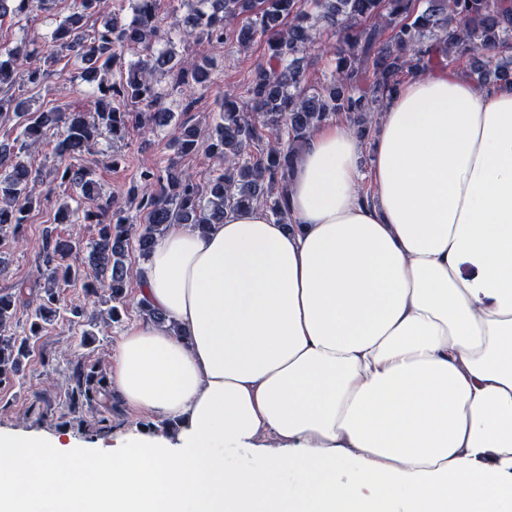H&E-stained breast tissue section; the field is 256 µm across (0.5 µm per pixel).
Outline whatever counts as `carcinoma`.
Returning <instances> with one entry per match:
<instances>
[{
  "instance_id": "cac0c4a2",
  "label": "carcinoma",
  "mask_w": 512,
  "mask_h": 512,
  "mask_svg": "<svg viewBox=\"0 0 512 512\" xmlns=\"http://www.w3.org/2000/svg\"><path fill=\"white\" fill-rule=\"evenodd\" d=\"M155 0H139L136 16L125 23L108 9V0H79V10L51 32L50 40L23 41L0 52V115L12 113L21 129L14 145H0V239L7 229L26 223L38 177L26 160L29 150L55 129L61 159L57 177L72 190L71 200L58 207L61 224L100 225L98 238L83 243L75 237L48 239L37 279L28 288L0 294V386L14 382L30 339L67 316L83 319V340L94 338L97 316L65 304L61 285L72 278L70 261L81 259L93 273L84 283L94 304L106 307L108 319L121 320L133 266L127 263L130 240L148 258L171 224L203 229L224 222V215L258 204L274 219L288 222V186L299 153L316 127L341 116L366 139L375 107L388 101L408 75L456 67L472 57V73L483 84L512 83V0H194L177 32L162 29ZM55 0H0V22L7 15L30 21L32 14L53 9ZM100 25H88L91 18ZM336 34L327 49L333 56L330 76L309 84L304 60L315 43V24ZM205 35L212 47L234 39L243 48L263 42L267 52L241 92H224L222 111L206 133L175 118L163 106L155 74L180 83L191 78L204 85L212 62L203 58L189 69L155 45L176 34L190 39ZM66 51L85 64L80 79L95 96L91 112L40 111L32 98L15 94L24 86L39 89ZM136 60L117 81L109 69L125 53ZM174 127L172 147L186 155L205 145L222 162L204 185L172 161L161 173H140L145 191L136 196L144 223L136 226L125 209L105 195L82 164V156L102 136L121 139L129 127ZM27 311L18 328V307ZM63 404L84 408L103 430L121 413L122 401L112 391L97 360L70 363Z\"/></svg>"
}]
</instances>
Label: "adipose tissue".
Masks as SVG:
<instances>
[{
    "label": "adipose tissue",
    "instance_id": "1",
    "mask_svg": "<svg viewBox=\"0 0 512 512\" xmlns=\"http://www.w3.org/2000/svg\"><path fill=\"white\" fill-rule=\"evenodd\" d=\"M288 204L169 226L110 383L173 428L0 432V512H512V85L408 78L371 143L312 131Z\"/></svg>",
    "mask_w": 512,
    "mask_h": 512
}]
</instances>
